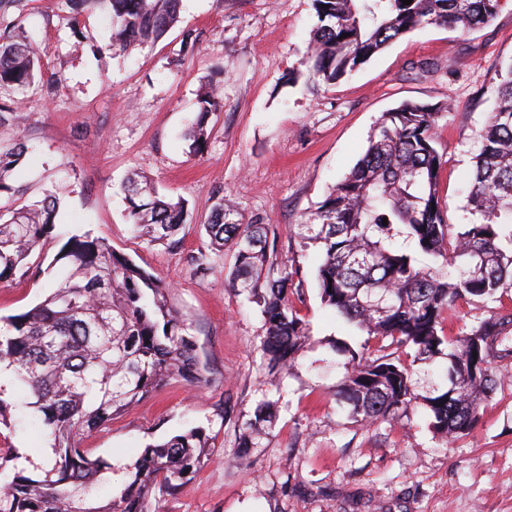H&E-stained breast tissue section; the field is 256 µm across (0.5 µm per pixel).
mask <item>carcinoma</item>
Here are the masks:
<instances>
[{
	"label": "carcinoma",
	"mask_w": 512,
	"mask_h": 512,
	"mask_svg": "<svg viewBox=\"0 0 512 512\" xmlns=\"http://www.w3.org/2000/svg\"><path fill=\"white\" fill-rule=\"evenodd\" d=\"M319 25L305 65L308 82L330 85L386 46L425 25L472 31L489 24L502 0H314ZM75 15L103 5L115 51L155 45L178 22L181 0H66ZM41 78L40 48L21 25L0 33V91H18ZM500 102L490 113L475 156L467 196L472 216L452 232L438 195L445 161L435 147L439 110L403 102L385 112L368 149L315 212L298 225L303 247L322 254L317 284L322 301L371 338L388 340L399 355L369 360L336 343L342 378L336 400L365 422L409 417L423 401L440 437L472 434L496 387L494 369L512 362V308L455 335L442 314L465 299L495 300L512 289V64L501 76ZM187 134L191 154L203 152L206 125L219 107L205 87ZM26 150L0 145V283L38 275L31 252L52 236L58 211L48 194L28 204L9 183ZM128 218L138 236L170 251L189 213L182 200L158 195L145 180L128 178ZM235 204L217 195L205 224L209 246L234 257L227 286L261 308L262 351L272 371L293 368L310 339L290 303L302 296L299 270L277 260L270 225L237 219ZM388 224H383V221ZM431 259L422 265L414 252ZM51 265L62 270L35 307L0 316V366L27 393L28 407L51 439L46 465L14 468L0 486V512H155L153 493H174L206 462L208 439L193 428L148 445L120 493L103 504L90 491L112 464L79 447L93 431L152 396L169 381L207 384L184 320L166 303V286L90 234L71 237ZM445 359L439 381L418 393L414 366ZM276 417L259 404L246 419L238 446L257 448Z\"/></svg>",
	"instance_id": "cac0c4a2"
}]
</instances>
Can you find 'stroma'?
Here are the masks:
<instances>
[{
	"mask_svg": "<svg viewBox=\"0 0 512 512\" xmlns=\"http://www.w3.org/2000/svg\"><path fill=\"white\" fill-rule=\"evenodd\" d=\"M23 19L41 48L44 81L29 90L0 141L28 149L13 184L28 202L59 199L56 228L31 257L45 272L0 284V315L32 308L56 275L48 266L67 239L91 232L157 276L188 326L210 382L170 381L132 410L84 435L80 446L112 465L94 498H118L148 444L205 431L199 474L161 498V512H512V364L473 434L447 442L416 405L394 424L361 423L334 392L342 377L331 349L350 343L375 359L384 350L322 302L320 252L292 233L363 157L384 112L412 100L442 106L435 127L442 167L439 199L462 228L468 176L497 103L498 74L512 63V0L470 32L430 25L394 41L330 87L311 88L304 60L318 24L313 0H182L180 20L154 47L109 49L105 14L72 15L64 0L0 6V28ZM221 86L207 147L190 155L184 134L204 83ZM161 196L183 199L191 222L179 251L136 238L123 184L131 173ZM243 220L269 224L279 260L299 270L294 306L310 340L289 373L271 374L261 351L259 308L228 288L231 252L209 250L203 225L216 193ZM209 251L199 273L189 255ZM10 424L0 448H43L24 391L10 388ZM276 404L262 447L238 456L240 423L260 402Z\"/></svg>",
	"mask_w": 512,
	"mask_h": 512,
	"instance_id": "obj_1",
	"label": "stroma"
}]
</instances>
